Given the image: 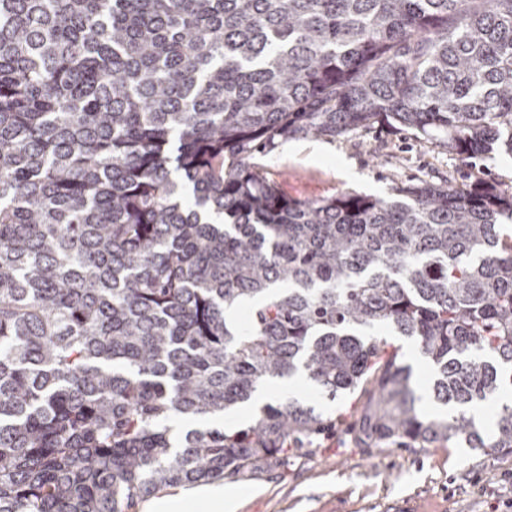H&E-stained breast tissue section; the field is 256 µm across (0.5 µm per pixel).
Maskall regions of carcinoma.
<instances>
[{
  "mask_svg": "<svg viewBox=\"0 0 512 512\" xmlns=\"http://www.w3.org/2000/svg\"><path fill=\"white\" fill-rule=\"evenodd\" d=\"M512 153V0H0V512H126L252 474L360 383L367 448L512 452V197L301 203L252 162L374 124ZM249 301L251 323L226 312ZM414 340L445 418L417 409Z\"/></svg>",
  "mask_w": 512,
  "mask_h": 512,
  "instance_id": "obj_1",
  "label": "carcinoma"
}]
</instances>
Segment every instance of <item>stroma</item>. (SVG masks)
Returning a JSON list of instances; mask_svg holds the SVG:
<instances>
[{
    "label": "stroma",
    "mask_w": 512,
    "mask_h": 512,
    "mask_svg": "<svg viewBox=\"0 0 512 512\" xmlns=\"http://www.w3.org/2000/svg\"><path fill=\"white\" fill-rule=\"evenodd\" d=\"M262 177L284 196L316 201L341 195L383 197L409 184L478 183L512 195V155L468 161L447 148L418 140L385 124L334 140L291 139L254 158ZM413 370L417 405L438 413L431 397L430 365L410 339L394 336ZM295 399L314 406L330 423L303 450H289L276 465L225 480L241 499L240 512H493L512 504V454L483 452L464 441L359 445L352 424L368 398L363 388L330 399L308 379L297 381Z\"/></svg>",
    "instance_id": "stroma-1"
}]
</instances>
